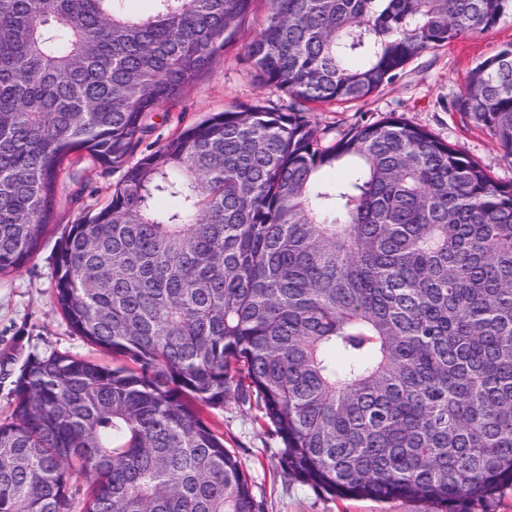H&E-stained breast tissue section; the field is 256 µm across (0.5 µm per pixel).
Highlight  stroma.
I'll list each match as a JSON object with an SVG mask.
<instances>
[{
	"label": "stroma",
	"instance_id": "1",
	"mask_svg": "<svg viewBox=\"0 0 512 512\" xmlns=\"http://www.w3.org/2000/svg\"><path fill=\"white\" fill-rule=\"evenodd\" d=\"M269 7L268 0H258L236 46L218 54L175 100L149 114L139 153L156 151L185 127L242 102L259 100L288 109L291 100L286 93L255 80L244 51ZM508 42H512V19L507 17L488 31L423 53L378 92L348 103L315 107L309 118L323 141L330 143L356 125L395 112L478 162L495 181L512 183V155L485 131L462 122L449 106L463 92L467 72ZM122 175V170L105 169L87 159L73 174L63 176L53 223L38 250L21 270L0 277V352L7 350L21 359L32 351H55L109 362V355L76 335L61 315L54 298V257L65 225L103 206ZM257 414L256 406L231 399L212 418L224 432L225 446L241 460L255 493L265 500L267 512H439L435 506L411 499L337 498L284 476L274 455L278 443L259 427Z\"/></svg>",
	"mask_w": 512,
	"mask_h": 512
}]
</instances>
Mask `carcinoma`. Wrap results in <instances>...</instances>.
Wrapping results in <instances>:
<instances>
[{"instance_id":"carcinoma-1","label":"carcinoma","mask_w":512,"mask_h":512,"mask_svg":"<svg viewBox=\"0 0 512 512\" xmlns=\"http://www.w3.org/2000/svg\"><path fill=\"white\" fill-rule=\"evenodd\" d=\"M123 2L0 0V275L39 247L76 154L124 169L65 227L54 295L133 364L0 353V512H266L205 417L231 397L262 409L284 472L334 497L512 489V184L395 112L329 145L305 117L512 0H270L245 53L294 106L211 113L130 165L254 0H155L145 19ZM450 107L512 153V43Z\"/></svg>"}]
</instances>
